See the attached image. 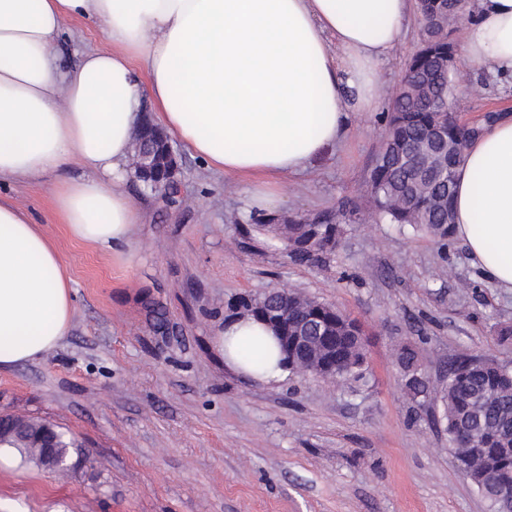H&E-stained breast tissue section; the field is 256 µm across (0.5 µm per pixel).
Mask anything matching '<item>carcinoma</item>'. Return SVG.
I'll return each instance as SVG.
<instances>
[{"label":"carcinoma","mask_w":512,"mask_h":512,"mask_svg":"<svg viewBox=\"0 0 512 512\" xmlns=\"http://www.w3.org/2000/svg\"><path fill=\"white\" fill-rule=\"evenodd\" d=\"M419 12L428 20L424 37L407 64L419 90L395 98L384 113L385 138L371 171L368 189L378 218L401 228L424 231L444 241L452 237L448 223L452 210L456 169L466 143L478 132L448 119V101L454 96L461 62L456 54L463 24L458 22L455 0H419ZM448 138L453 152L448 164L431 170L414 163L413 145L435 146ZM275 217L264 212L249 216L248 231L269 232L277 228ZM339 224L325 216L306 218L284 225L279 241L299 264H309L336 246ZM305 315L336 337V374L344 382L362 377L364 351L354 321L331 305L298 297ZM398 363L406 376V387L415 396L429 391V382H417V354L401 348ZM442 418L448 442L458 460L473 477L491 472L512 484V368L494 360L462 358L448 369V382L439 391ZM0 444L16 449L39 467L44 466L41 449L23 439L5 437Z\"/></svg>","instance_id":"cac0c4a2"}]
</instances>
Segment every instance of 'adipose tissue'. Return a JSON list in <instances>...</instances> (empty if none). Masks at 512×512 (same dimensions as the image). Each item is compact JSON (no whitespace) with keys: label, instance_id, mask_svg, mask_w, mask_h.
<instances>
[{"label":"adipose tissue","instance_id":"obj_1","mask_svg":"<svg viewBox=\"0 0 512 512\" xmlns=\"http://www.w3.org/2000/svg\"><path fill=\"white\" fill-rule=\"evenodd\" d=\"M414 0H0V184L58 181L54 209L75 239L131 246L143 215L125 190L131 135L149 102L194 156L251 179L248 203L277 199L340 143L349 109L372 111L377 74L406 37ZM465 64L512 79V0H469ZM69 19L102 46L59 74ZM454 233L472 263L512 293V116L469 140L457 169ZM71 280L44 225L0 194V372L68 336ZM262 337L261 362L242 353ZM224 362L270 382L284 372L273 331L235 318L215 338Z\"/></svg>","mask_w":512,"mask_h":512}]
</instances>
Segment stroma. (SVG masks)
Returning a JSON list of instances; mask_svg holds the SVG:
<instances>
[{
  "label": "stroma",
  "instance_id": "1",
  "mask_svg": "<svg viewBox=\"0 0 512 512\" xmlns=\"http://www.w3.org/2000/svg\"><path fill=\"white\" fill-rule=\"evenodd\" d=\"M423 35L412 14L381 67L376 110L349 111L348 134L301 176H282L271 215L340 217L321 261L299 265L247 234V181L176 145L175 199L126 189L144 222L126 256L73 239L53 208L56 176L0 187L44 225L72 280L70 333L0 372V414L53 424L79 444L67 477L13 454L0 464V512H491L448 443L440 401L412 398L397 362L412 345L431 387L449 362H512V293L451 238L376 221L366 191L388 110ZM102 43L69 20L63 66ZM452 111L469 125L512 114V84L464 69ZM284 288L332 304L364 331L355 386L289 371L264 383L228 367L214 338L238 296ZM165 328H157V321Z\"/></svg>",
  "mask_w": 512,
  "mask_h": 512
}]
</instances>
